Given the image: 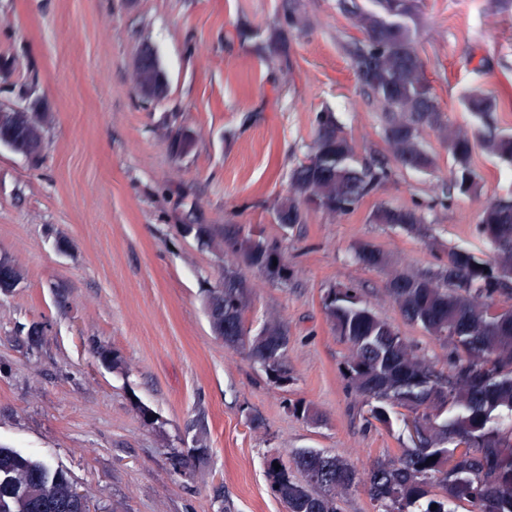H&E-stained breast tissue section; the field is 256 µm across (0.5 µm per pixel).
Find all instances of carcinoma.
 Segmentation results:
<instances>
[{
  "instance_id": "carcinoma-1",
  "label": "carcinoma",
  "mask_w": 512,
  "mask_h": 512,
  "mask_svg": "<svg viewBox=\"0 0 512 512\" xmlns=\"http://www.w3.org/2000/svg\"><path fill=\"white\" fill-rule=\"evenodd\" d=\"M371 2L370 9L342 2L350 25L363 34L346 50L359 83L382 106L387 155L405 168H431L434 160L422 140V132L429 130L454 160L441 194L475 192L480 179L471 162L475 149L512 163V133L492 121L497 99L464 96L465 108L481 126L476 132L447 121L423 62L413 57L416 0ZM307 19V4L291 0L288 29H302ZM44 131V115L14 112L0 126V137L11 149L35 156ZM357 152L358 144L333 113L317 114L311 151L291 169L288 195L274 207V214L288 218L282 229L304 223L310 208L336 219L345 216L390 177L381 162L355 167ZM373 220L411 234L427 232L424 216L412 208L381 207ZM185 232L224 253L222 284L205 295L213 333L225 346L247 350L269 381L281 386L291 379L288 325L272 315L252 334L245 320L253 294L246 271L280 284L293 275L281 243L244 224H187ZM478 232L493 249L491 259L451 250L446 263L420 272L398 268L369 242L354 246L359 263L388 271V292L402 315L451 343L453 357L448 375L442 376L398 330L358 302L350 288L324 303L327 320L349 346L342 368L348 387L376 402L370 416L382 425H390L391 415L404 410L403 420L416 423L417 442L395 460H377L363 476L348 460L318 450L298 451L287 462L279 455L269 457L270 487L286 512H338V498L360 480L368 485L378 512H451L448 506L457 501L468 502L470 512H512V430L501 428L502 421L512 418V307L495 306L496 297L512 295V199L485 204ZM453 439L462 450L448 448ZM317 469L325 470L324 482L305 484L308 473ZM295 471L302 479L295 478ZM3 472L11 484H0V512H55L46 508L50 503L69 505L64 512H88L86 503L72 499L74 484L61 469L0 446ZM436 486L441 493L432 492Z\"/></svg>"
}]
</instances>
